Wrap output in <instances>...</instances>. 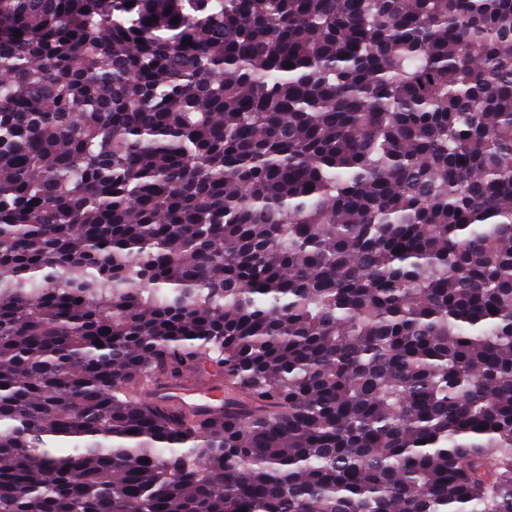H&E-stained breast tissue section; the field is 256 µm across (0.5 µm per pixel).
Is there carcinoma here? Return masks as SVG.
Here are the masks:
<instances>
[{
  "instance_id": "1",
  "label": "carcinoma",
  "mask_w": 512,
  "mask_h": 512,
  "mask_svg": "<svg viewBox=\"0 0 512 512\" xmlns=\"http://www.w3.org/2000/svg\"><path fill=\"white\" fill-rule=\"evenodd\" d=\"M241 509L512 512V0H0V512ZM170 392L174 394L173 399L187 408H212L214 403L209 400L219 401L220 398L212 384H199L191 390L173 388Z\"/></svg>"
}]
</instances>
